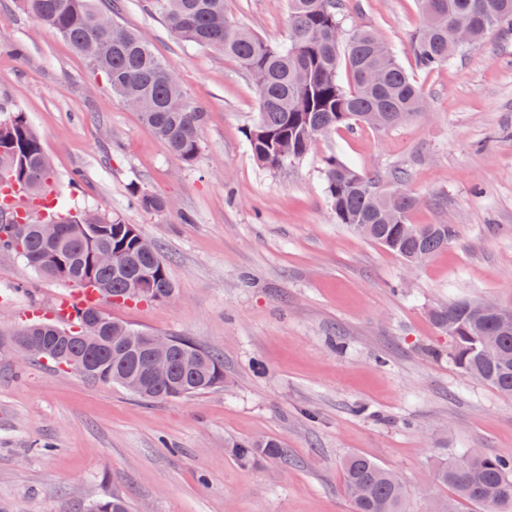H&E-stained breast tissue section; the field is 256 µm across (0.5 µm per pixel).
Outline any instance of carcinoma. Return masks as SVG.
<instances>
[{
  "label": "carcinoma",
  "mask_w": 512,
  "mask_h": 512,
  "mask_svg": "<svg viewBox=\"0 0 512 512\" xmlns=\"http://www.w3.org/2000/svg\"><path fill=\"white\" fill-rule=\"evenodd\" d=\"M41 25L61 35L86 58L121 100L132 98L144 126L184 166L201 152L205 114L174 83L169 64L141 35L112 20V33L95 24L101 11L94 0H20ZM167 30L180 42L210 49L236 61L253 79L259 102L246 130L248 150L264 169L278 171L305 158L315 141L341 125L393 129L425 111L427 97L396 55L367 28L343 38L344 0H288V40L269 43L229 19L224 0H157ZM420 24L412 41L416 65L426 71L448 64L480 45L485 36L512 25V0H417ZM345 70L349 85L339 79ZM394 192L381 189V175L361 173L334 155L324 160L325 194L336 223L417 266L448 247L458 231L451 224H414L418 200L403 188L408 173H391ZM55 173L40 137L27 116L0 106V186L15 185L33 198L47 196ZM144 210L162 211L166 201L145 190L131 192ZM46 214L25 210L16 218L0 210V248L12 251L37 274L91 288L113 301H160L175 294L168 266L158 248L145 251L130 225L117 214L100 213L59 195ZM101 251L125 260L115 267L96 261ZM148 278L152 292L142 295L137 281ZM452 342L450 359L463 373L512 396V309L485 314L479 303L457 300L429 312ZM104 315L98 305L75 311L65 324L27 319L0 328V346L23 336L34 360L71 370L102 383L121 386L142 375L146 347H120L115 336H142ZM176 379L160 388L148 383L136 392L145 400L180 399L224 385V360L190 341L170 337ZM234 456L253 463L281 458L287 449L272 438L253 437L232 444ZM436 483L453 498L432 512H458L460 502L479 512H512V458L466 450L438 458ZM345 491L353 512H403L402 478L372 459L351 454L342 462ZM86 512H128L123 498L94 500Z\"/></svg>",
  "instance_id": "carcinoma-1"
}]
</instances>
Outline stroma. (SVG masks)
<instances>
[{"label":"stroma","instance_id":"35a3bbf8","mask_svg":"<svg viewBox=\"0 0 512 512\" xmlns=\"http://www.w3.org/2000/svg\"><path fill=\"white\" fill-rule=\"evenodd\" d=\"M117 7L205 114L194 166L18 0H0V103L35 126L59 189L136 225L168 264L173 299H105L102 312L217 351L224 385L145 402L0 350V512H85L115 493L131 512H352L341 463L353 453L402 475L407 512H430L452 495L431 478L438 449L512 456V397L457 369L428 316L459 299L512 306V30L421 71L415 0H346L345 31L375 29L428 109L389 130L339 127L269 171L245 140L259 110L251 78L175 41L155 0ZM224 10L265 41L288 36V0ZM333 154L362 172L406 169L413 223L454 225L456 241L410 269L337 224L322 176ZM135 187L165 209L132 205ZM73 291L0 251V326L52 316ZM254 436L287 460L239 463L232 442Z\"/></svg>","mask_w":512,"mask_h":512}]
</instances>
